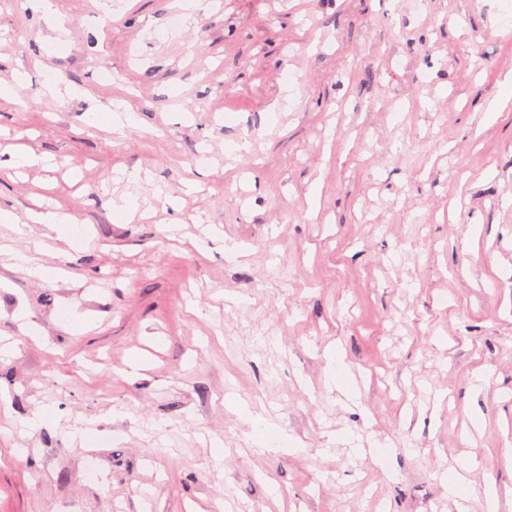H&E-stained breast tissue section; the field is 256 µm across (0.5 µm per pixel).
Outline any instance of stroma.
Masks as SVG:
<instances>
[{
  "mask_svg": "<svg viewBox=\"0 0 512 512\" xmlns=\"http://www.w3.org/2000/svg\"><path fill=\"white\" fill-rule=\"evenodd\" d=\"M173 2L0 0V512H512L502 0Z\"/></svg>",
  "mask_w": 512,
  "mask_h": 512,
  "instance_id": "obj_1",
  "label": "stroma"
}]
</instances>
